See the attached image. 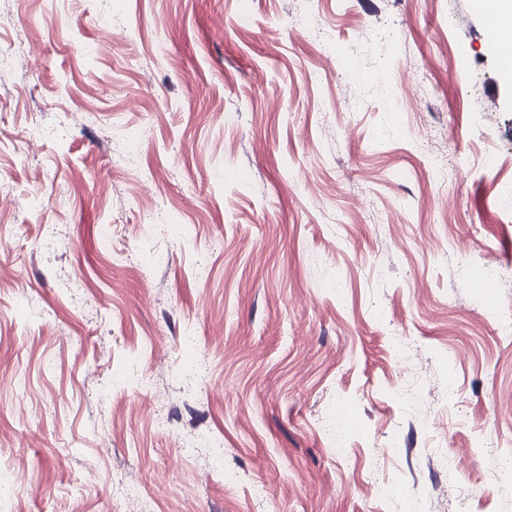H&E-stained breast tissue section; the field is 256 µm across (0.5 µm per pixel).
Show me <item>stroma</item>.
Returning <instances> with one entry per match:
<instances>
[{
	"instance_id": "stroma-1",
	"label": "stroma",
	"mask_w": 512,
	"mask_h": 512,
	"mask_svg": "<svg viewBox=\"0 0 512 512\" xmlns=\"http://www.w3.org/2000/svg\"><path fill=\"white\" fill-rule=\"evenodd\" d=\"M18 43L0 512H512V76L474 0H0Z\"/></svg>"
}]
</instances>
